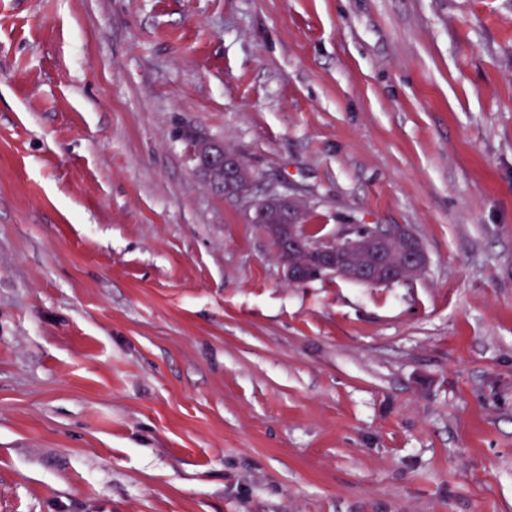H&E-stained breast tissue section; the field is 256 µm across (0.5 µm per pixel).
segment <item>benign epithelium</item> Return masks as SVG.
<instances>
[{"instance_id":"obj_1","label":"benign epithelium","mask_w":512,"mask_h":512,"mask_svg":"<svg viewBox=\"0 0 512 512\" xmlns=\"http://www.w3.org/2000/svg\"><path fill=\"white\" fill-rule=\"evenodd\" d=\"M181 139L193 172L212 192L246 204L250 223L263 225L277 242L276 256L290 283L312 281L308 272L313 266L321 278L372 287L413 280L426 269V250L411 227L342 224L333 238L313 237L304 208L293 197L269 193L252 198V169L224 140L198 133Z\"/></svg>"}]
</instances>
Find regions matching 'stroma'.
<instances>
[{"label":"stroma","instance_id":"stroma-1","mask_svg":"<svg viewBox=\"0 0 512 512\" xmlns=\"http://www.w3.org/2000/svg\"><path fill=\"white\" fill-rule=\"evenodd\" d=\"M186 130L427 269L288 283ZM0 512H512V0H0Z\"/></svg>","mask_w":512,"mask_h":512}]
</instances>
